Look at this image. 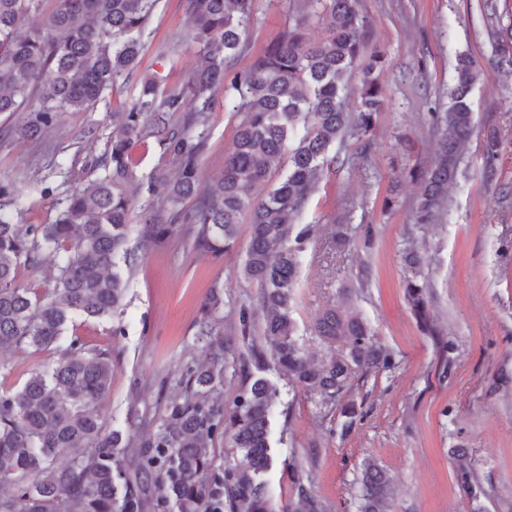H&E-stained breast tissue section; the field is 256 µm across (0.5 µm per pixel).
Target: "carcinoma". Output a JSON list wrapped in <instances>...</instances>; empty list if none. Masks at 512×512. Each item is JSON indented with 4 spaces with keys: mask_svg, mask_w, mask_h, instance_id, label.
<instances>
[{
    "mask_svg": "<svg viewBox=\"0 0 512 512\" xmlns=\"http://www.w3.org/2000/svg\"><path fill=\"white\" fill-rule=\"evenodd\" d=\"M189 37L203 62L182 87L160 90L140 74L141 37L157 0H0V113L29 106L30 118L15 133L32 138L55 124L62 112H86L120 84L134 83L137 97L118 113L107 150L96 158L102 175L74 185L52 224H15L7 206L19 207L21 193L0 182V350L56 348L59 358L28 378L21 389L0 392V512H140L144 499L131 482L120 483L119 448H140L160 478L157 499L178 512H326L311 480L300 476L302 460L288 463L296 473L291 499L279 504L263 476L274 464L272 419L280 391L261 375L268 362L288 374L292 387L320 394L328 407L347 394L354 381L396 366L394 353L379 343L369 324L340 306L317 317L309 335L336 348L327 358L308 351L291 311L300 258L313 235L310 224L291 219L306 208L319 178L349 158L329 155L350 138L371 149L366 135L382 107L381 78L387 70L382 51H371L359 0H303L317 14L325 35L306 34L308 15L298 12L285 30L246 69H236L253 21L254 0H185ZM495 51L512 62V23L497 32ZM362 65L361 110L349 112L353 68ZM482 79L466 54L458 56L445 111L429 113L432 126L445 129L431 166L409 171L421 191L415 223L434 224L448 204V187L457 176L474 119L470 96ZM231 99L240 122L224 171L203 185L199 166L203 129L216 96ZM151 135L178 168L171 181L159 175L139 180L131 156L134 140ZM501 141L489 130L482 146L479 176L505 197L512 187L500 182ZM277 182L267 187L272 171ZM147 194L139 224L141 247L171 237L182 224H196L194 244L230 249L238 227L250 224V242L241 276L260 288L265 320L261 344L251 358L235 365L241 378L234 409L210 400L223 388L224 372L238 340L213 332L209 365L189 366L179 393L165 407L162 423L146 440L122 441L108 430L99 407L112 382V360L91 351L76 336L63 342L76 319L114 315L127 280L119 264L132 270L138 261L127 248L134 200ZM192 197L194 210L181 202ZM353 240L339 224L331 248L341 253ZM412 277L406 294L424 331L433 333L426 300L424 259L404 253ZM22 265L55 272L54 287L32 294L18 282ZM341 434L357 425L354 402L341 405ZM228 443L224 476L208 484L217 435ZM457 482L477 494L471 458L453 452ZM359 512H391L389 481L374 460L362 464Z\"/></svg>",
    "mask_w": 512,
    "mask_h": 512,
    "instance_id": "obj_1",
    "label": "carcinoma"
}]
</instances>
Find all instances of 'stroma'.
<instances>
[{"instance_id": "stroma-1", "label": "stroma", "mask_w": 512, "mask_h": 512, "mask_svg": "<svg viewBox=\"0 0 512 512\" xmlns=\"http://www.w3.org/2000/svg\"><path fill=\"white\" fill-rule=\"evenodd\" d=\"M483 0H360L369 45L387 54L379 112L367 156L353 168L330 170L300 216L316 225V236L302 257L293 316L307 329L328 305L339 302V288L351 284L362 263H369V284L353 304L379 342L391 349L397 365L353 384L349 393L363 417L349 435H341L338 409L317 395L291 393L275 367L266 378L276 383L287 413L277 414L273 449L278 462L266 476L277 500L292 490L294 456L304 459L306 475L329 512H355L358 478L364 459L383 467L392 487V512H512V200L487 188L478 170L487 128L502 142V182L512 184V66L499 63ZM248 49L238 68L288 27L297 0H257ZM142 66L162 88L181 86L200 57L188 35L184 0H158L142 37ZM470 54L489 73L471 95L475 128L449 190V209L438 224L414 221L420 185L409 170L423 169L433 158L437 132L428 119L436 102L447 101L459 54ZM134 85L106 91L87 112H65L40 138L0 140V181L24 192L19 224H50L63 208L71 185L98 178L95 164L112 134V114L130 102ZM240 118L216 103L204 132L202 183L224 169ZM93 129L86 141L80 134ZM131 154L136 174L175 179L177 169L150 136L135 141ZM49 186L48 194L28 190L31 179ZM370 228L373 244L355 242L345 255L333 254L334 225ZM250 239L241 224L236 244L215 252L186 245L184 233L142 254L128 279L124 299L112 318L79 319L66 337L109 353L112 383L103 402L109 428L122 435L157 428L163 405L174 394L187 366L205 364L207 337L202 322L227 332L238 326L241 306L254 309L253 331H260L257 284L240 275ZM424 258L429 280V311L435 335L425 333L407 300L406 249ZM219 293L222 304L209 311ZM453 343L443 355V343ZM57 358L55 350L0 352L8 367L0 390L19 389L30 374ZM449 371H442L443 359ZM466 448L479 492L466 496L456 482L448 454Z\"/></svg>"}]
</instances>
